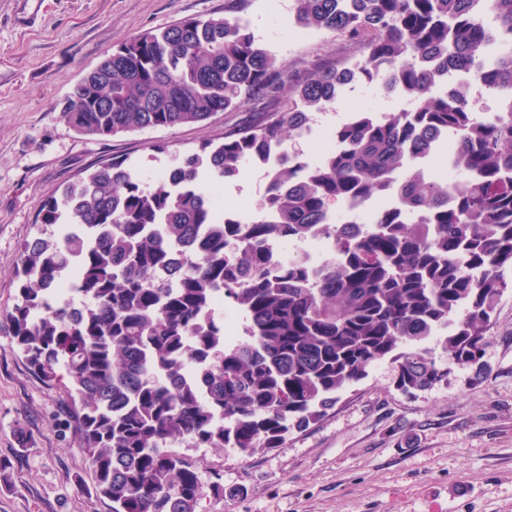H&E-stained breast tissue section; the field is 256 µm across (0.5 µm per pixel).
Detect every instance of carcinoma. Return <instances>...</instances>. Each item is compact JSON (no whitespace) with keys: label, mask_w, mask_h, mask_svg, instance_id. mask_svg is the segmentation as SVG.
<instances>
[{"label":"carcinoma","mask_w":512,"mask_h":512,"mask_svg":"<svg viewBox=\"0 0 512 512\" xmlns=\"http://www.w3.org/2000/svg\"><path fill=\"white\" fill-rule=\"evenodd\" d=\"M248 2L120 46L72 87L62 115L90 139L202 122L252 98L265 121L224 131L151 185L124 159L98 166L43 201L40 223L58 235L21 246L6 319L30 369L66 380L77 445L112 512H196L224 484L204 485L175 446L275 448L380 361L410 395L448 383L453 366L485 375L512 271V0H295L297 26L360 54L297 78L255 39ZM457 72L499 95L496 118L448 86ZM347 76L412 107L353 111L334 133L344 148L312 162L286 142L339 102ZM442 142L464 176L455 187L423 169ZM273 146L256 213L218 216L202 177L232 181ZM393 197L399 208L376 209L363 233L331 221L335 207ZM317 235L336 261L314 273L301 259L271 262L269 242ZM221 296L242 316L234 344ZM438 333L445 366L418 348Z\"/></svg>","instance_id":"obj_1"}]
</instances>
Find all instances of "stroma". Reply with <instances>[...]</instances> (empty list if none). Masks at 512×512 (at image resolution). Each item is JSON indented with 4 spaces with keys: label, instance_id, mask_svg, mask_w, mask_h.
Masks as SVG:
<instances>
[{
    "label": "stroma",
    "instance_id": "obj_1",
    "mask_svg": "<svg viewBox=\"0 0 512 512\" xmlns=\"http://www.w3.org/2000/svg\"><path fill=\"white\" fill-rule=\"evenodd\" d=\"M225 0H0V512H112L92 494L89 461L77 446L63 386L29 368L5 314L18 298L13 273L22 244L38 232L39 210L55 188L86 176L103 160H127L150 177L227 130L261 121L252 101L175 128L80 136L62 118L71 86L113 50L141 33L191 17L220 18ZM294 0H250L255 38L289 74L320 59L344 62L356 49L340 36L292 24ZM404 100L358 83L324 111L315 150L353 110L391 112ZM265 179L243 165L214 201L255 213ZM473 382L453 367L447 384L407 395L390 362L372 366L317 422L278 447L179 446L203 481L221 476L224 494H205L197 512H512V288L501 295Z\"/></svg>",
    "mask_w": 512,
    "mask_h": 512
}]
</instances>
